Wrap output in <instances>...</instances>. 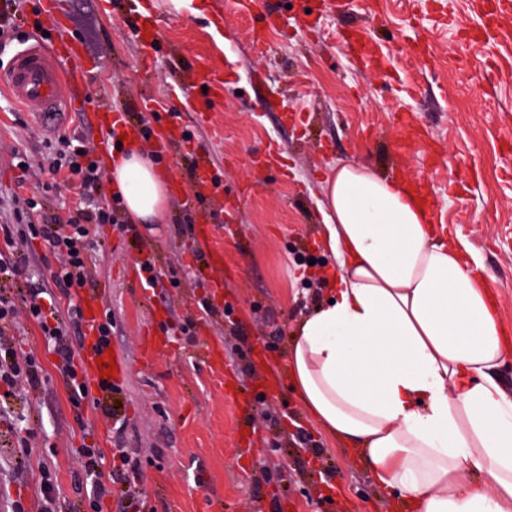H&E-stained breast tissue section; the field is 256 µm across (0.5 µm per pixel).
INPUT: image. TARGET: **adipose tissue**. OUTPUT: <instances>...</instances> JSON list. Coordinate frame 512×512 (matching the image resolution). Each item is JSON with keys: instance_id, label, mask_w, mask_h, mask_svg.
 <instances>
[{"instance_id": "ef3b65f1", "label": "adipose tissue", "mask_w": 512, "mask_h": 512, "mask_svg": "<svg viewBox=\"0 0 512 512\" xmlns=\"http://www.w3.org/2000/svg\"><path fill=\"white\" fill-rule=\"evenodd\" d=\"M130 222L163 220L167 173L141 144L114 150ZM327 298L296 325L290 387L406 512H512V356L465 244L443 237L414 189L341 164L321 185Z\"/></svg>"}]
</instances>
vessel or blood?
<instances>
[{"instance_id":"b4317fda","label":"vessel or blood","mask_w":512,"mask_h":512,"mask_svg":"<svg viewBox=\"0 0 512 512\" xmlns=\"http://www.w3.org/2000/svg\"><path fill=\"white\" fill-rule=\"evenodd\" d=\"M79 51L66 41H59L57 46L48 48L42 42H35L18 51L7 67L0 69V90L33 111L43 124L57 123L65 110L74 108L76 99L73 87L80 78ZM207 88L214 93L221 85L213 73L205 68L198 69L194 88H189L178 94V106L192 110L198 101L195 88ZM91 123L105 127L114 133H123L129 137L138 136L139 127L127 123L123 113L105 109L92 114ZM85 319V339L95 342L97 325L103 312L100 295L87 294L80 297ZM83 364L92 378H99V364L103 361H114L116 372L111 378L112 384H120L128 373V366L123 359H111L108 352H89L82 357Z\"/></svg>"}]
</instances>
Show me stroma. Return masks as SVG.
I'll return each mask as SVG.
<instances>
[{"instance_id":"stroma-1","label":"stroma","mask_w":512,"mask_h":512,"mask_svg":"<svg viewBox=\"0 0 512 512\" xmlns=\"http://www.w3.org/2000/svg\"><path fill=\"white\" fill-rule=\"evenodd\" d=\"M320 2L273 0L259 11L249 0H203L194 14L169 0H55L69 18L64 40L92 64L85 96L54 129L0 94V201L39 196L50 213L75 198L66 186L43 191L13 159L15 148L37 158L30 128L96 142L88 113L136 112L148 99L154 137L183 141L160 154L174 188L165 222L130 236L102 226L93 281L58 296L64 311L80 292L99 290L112 311V348L129 366L112 392L119 420L96 408L97 386L82 408L71 404L53 353L27 325L15 342L37 353L46 379L5 401L0 512L18 500L38 512L46 470L58 512H88L79 451L102 449L109 474L119 446L145 471V508L125 506L116 483L100 512H388L362 462L313 422L288 381L291 334L323 295L313 264L332 263L317 245L318 203L336 165L423 186L449 239L467 243L512 340V16L492 41L479 22L493 0ZM42 4L0 0L20 35L0 61L42 39ZM144 13L157 21L148 47L135 31ZM352 35L375 57H353ZM202 67L224 91L200 94L194 113L171 93ZM200 163L222 176L204 205L190 201ZM214 252L221 264H210ZM145 258L159 273L151 288L131 275ZM207 340L217 363L199 355ZM29 430L36 439L20 466L16 446Z\"/></svg>"}]
</instances>
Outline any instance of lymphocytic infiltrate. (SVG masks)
<instances>
[{
    "label": "lymphocytic infiltrate",
    "instance_id": "1",
    "mask_svg": "<svg viewBox=\"0 0 512 512\" xmlns=\"http://www.w3.org/2000/svg\"><path fill=\"white\" fill-rule=\"evenodd\" d=\"M20 161L30 162L25 155ZM33 165L35 175L62 179L76 190L77 200L47 216L41 200L32 196L22 206L14 207L13 223L0 224V388L20 393L40 386L44 380L34 353L17 349L10 337L22 321H33L55 354L56 371L69 390L72 404L78 407L87 396L85 380L77 370L74 343L75 336L83 332L81 308L70 306L62 316L56 314L54 297L46 289L33 287L27 295L18 297L4 284L28 269V242L37 238L56 260L52 278L60 290L82 286L94 264L92 252L98 243V227L114 223L115 208L103 201V177L96 148L90 141L58 135L55 145L41 153Z\"/></svg>",
    "mask_w": 512,
    "mask_h": 512
}]
</instances>
